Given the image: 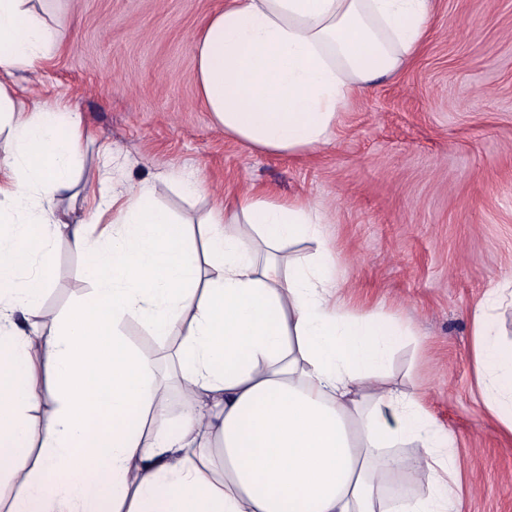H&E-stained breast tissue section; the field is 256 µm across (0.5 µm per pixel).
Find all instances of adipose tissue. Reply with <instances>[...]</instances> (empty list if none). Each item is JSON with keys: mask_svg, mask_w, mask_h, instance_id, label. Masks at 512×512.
<instances>
[{"mask_svg": "<svg viewBox=\"0 0 512 512\" xmlns=\"http://www.w3.org/2000/svg\"><path fill=\"white\" fill-rule=\"evenodd\" d=\"M432 0H226L196 44L202 104L225 136L275 155L327 143L360 90L407 65ZM38 0H0V474L9 512H458L453 438L419 392L386 381L408 330L345 309L323 215L266 188L225 197L190 226L161 205L171 181L100 195L65 222L53 201L82 171L80 112L20 103L18 72L60 49ZM108 221L101 245L87 225ZM87 254L89 292L46 319L57 240ZM310 241V255L278 260ZM489 289L472 311L474 371L489 416L512 434V346ZM176 337L184 407L169 427L153 358L123 328ZM53 409L34 427L36 377ZM416 447L414 456L396 447ZM429 475L413 494L383 483Z\"/></svg>", "mask_w": 512, "mask_h": 512, "instance_id": "adipose-tissue-1", "label": "adipose tissue"}]
</instances>
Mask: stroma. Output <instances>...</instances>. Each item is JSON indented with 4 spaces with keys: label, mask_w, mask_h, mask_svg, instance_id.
<instances>
[{
    "label": "stroma",
    "mask_w": 512,
    "mask_h": 512,
    "mask_svg": "<svg viewBox=\"0 0 512 512\" xmlns=\"http://www.w3.org/2000/svg\"><path fill=\"white\" fill-rule=\"evenodd\" d=\"M224 0H48L62 47L19 97L81 112L86 167L112 149V184L202 176L205 197L167 191L193 221L225 195L265 185L320 205L346 307L407 323L390 377L418 388L454 437L459 512H512V436L482 405L471 367V312L512 280V0H434L415 59L341 113L330 142L275 156L231 140L203 107L196 39ZM86 257L54 247L45 312L89 290Z\"/></svg>",
    "instance_id": "35a3bbf8"
}]
</instances>
